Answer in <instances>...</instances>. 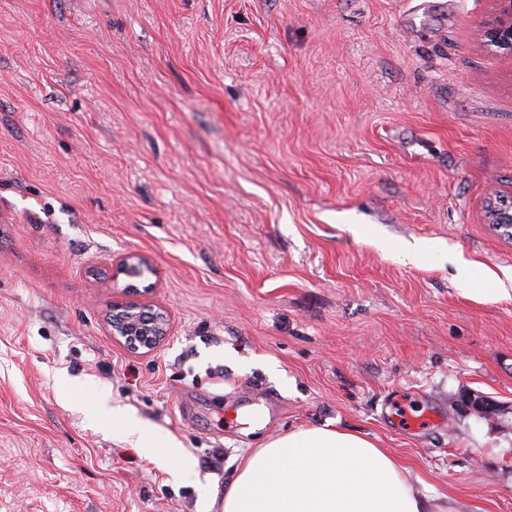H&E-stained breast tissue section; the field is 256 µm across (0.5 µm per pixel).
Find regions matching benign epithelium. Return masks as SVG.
<instances>
[{
  "mask_svg": "<svg viewBox=\"0 0 512 512\" xmlns=\"http://www.w3.org/2000/svg\"><path fill=\"white\" fill-rule=\"evenodd\" d=\"M494 12L483 26L480 38L491 50L512 58V0H493ZM489 223L506 230L512 229V199L497 194L487 205ZM148 266L145 257L128 255L120 260L116 274L129 278L141 274L142 268ZM112 336L124 340V344L132 349L157 347L167 335L168 317L165 312L150 304L126 302L112 304L110 319Z\"/></svg>",
  "mask_w": 512,
  "mask_h": 512,
  "instance_id": "obj_1",
  "label": "benign epithelium"
}]
</instances>
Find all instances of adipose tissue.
<instances>
[{
	"instance_id": "ef3b65f1",
	"label": "adipose tissue",
	"mask_w": 512,
	"mask_h": 512,
	"mask_svg": "<svg viewBox=\"0 0 512 512\" xmlns=\"http://www.w3.org/2000/svg\"><path fill=\"white\" fill-rule=\"evenodd\" d=\"M221 512H432L393 455L365 435L304 428L265 441L244 460Z\"/></svg>"
}]
</instances>
